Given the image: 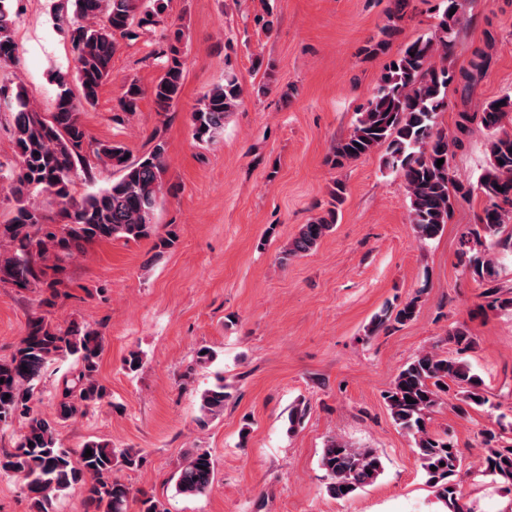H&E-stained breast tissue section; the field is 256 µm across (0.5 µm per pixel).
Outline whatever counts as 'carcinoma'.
Returning <instances> with one entry per match:
<instances>
[{
  "mask_svg": "<svg viewBox=\"0 0 512 512\" xmlns=\"http://www.w3.org/2000/svg\"><path fill=\"white\" fill-rule=\"evenodd\" d=\"M13 0H0V69L14 63ZM74 21L70 36L76 61L77 90L68 78L57 76L55 111L45 117L31 101L25 87L8 77L0 80V95L9 100L17 167L3 173L0 191L16 202V215L0 224V282L27 289L44 285L51 289L53 304L59 280L44 281L45 269L38 263L61 257L72 258L96 241L123 239L138 241L155 232L153 217L164 189L165 144L157 142L136 161L126 158L118 142H89L80 112L95 106L100 86L112 78V57L124 40L138 36V30L161 31L165 44L163 73L150 89L157 111L167 112L179 99L184 61L179 44L184 31L162 16L159 0H71ZM404 0L382 28L384 38L367 49L369 54L385 52L396 21L403 18ZM457 0H446L434 35L418 38L404 46L386 65L373 97L358 113L348 137L336 143L331 164L342 167L379 146H386L383 166L400 173L405 181L411 223L420 241L435 238L448 223L456 205L478 192L486 200L479 223L462 237L463 266L485 281L484 296L492 307H512V297L501 295L494 260L475 254L476 246L488 242L491 252L512 253V132L503 120L512 113V97L488 103L480 113L460 114L457 130L465 132L477 120L489 132L490 166L477 185L453 179L452 164L458 137L438 128L439 113L448 106V85L455 74L446 65L448 52L460 23ZM143 90L132 80L120 100L121 111L137 112ZM242 88L229 72L224 83L206 92L192 113L194 136L209 142L224 130L236 111ZM444 163L436 166L437 160ZM120 173L112 184L74 195L73 177L82 171L92 178V164ZM33 193L46 194L59 221L48 218L25 204ZM344 201V186L336 184L321 213L300 226L298 233L280 252L281 260L315 250L337 222L338 206ZM418 299L400 307L382 308L368 327L372 335L398 324L405 325L417 314ZM456 346L453 355L434 350L417 353L397 374L384 394L385 404L396 425L414 440V452L421 462L426 483L448 512H471L459 503L455 481L460 465L459 451L448 437L428 430L427 421L442 402V395L455 387L460 395L458 410L489 404L484 380L476 374L463 354L471 349L472 336L458 328L449 334ZM102 352L98 331L72 325L62 331L40 317L30 323L26 335L7 359H0V426L21 422L18 444L0 449V476L21 481L34 512H55L54 502L62 492L80 487L86 512H128L130 501L140 497V512H168L164 503L146 492L136 493L114 475L118 466L139 469L144 458L128 449L89 441L73 458L58 441L57 426L102 403L106 388L96 379ZM73 357L81 369L73 386L65 388L55 404L54 419L35 408V390L45 370L54 361ZM412 402H406V398ZM230 393L220 377L200 395V426L224 413ZM497 428L482 432L485 446L484 472L505 488L512 487V421L499 420ZM92 455L85 456L86 449ZM330 482L327 491L335 498L355 495L374 483L384 471L381 456L372 448L355 447L333 437L325 444L319 460ZM215 462L209 451L197 448L184 455L175 473V487L186 496H201L212 486ZM347 491H342V487Z\"/></svg>",
  "mask_w": 512,
  "mask_h": 512,
  "instance_id": "obj_1",
  "label": "carcinoma"
}]
</instances>
